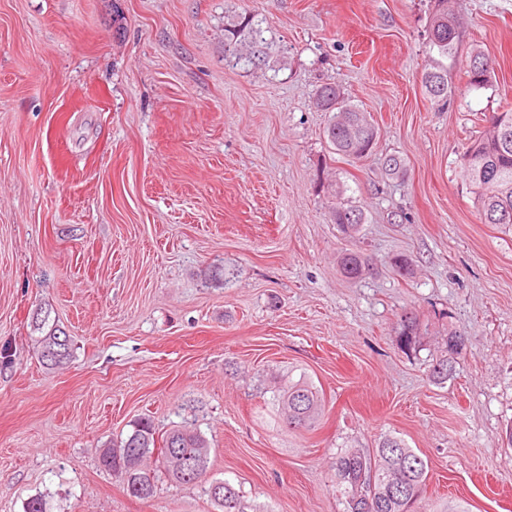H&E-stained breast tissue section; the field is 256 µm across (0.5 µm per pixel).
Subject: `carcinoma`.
<instances>
[{
	"mask_svg": "<svg viewBox=\"0 0 512 512\" xmlns=\"http://www.w3.org/2000/svg\"><path fill=\"white\" fill-rule=\"evenodd\" d=\"M269 27L253 15L242 13L224 22V64L247 66L254 70H275L284 65V51L272 37ZM459 30L448 13L437 9L430 19V47L443 58L457 53ZM495 62L477 52L470 56L468 73L474 89L485 87ZM422 83L430 99L445 103L452 91L448 83V67L440 64L428 69ZM314 105L333 117L325 129V137L334 153L361 160L368 157L377 141L378 132L366 114L356 109L339 87L321 85L314 94ZM462 177L486 224L512 225V109L491 112L485 116L484 129L471 141L460 157ZM359 208L339 204L331 212V222L345 233L354 235L363 224ZM341 274L358 279L370 273V261L358 250L345 251L339 260ZM38 355L48 367L67 363L73 354L72 340L56 326L49 324V314L35 318ZM398 342L412 348L419 341L416 315L407 311L400 317ZM271 404L280 421L290 429H310L322 411L312 383L305 377L288 381V386L273 393ZM156 428L149 418H142L132 431L99 449L98 465L106 472L119 475L127 493L139 500L155 496L159 475L176 485H207L206 492L218 512H258L229 482L220 492L216 481L208 475V444L203 435L187 423L162 436L156 447ZM336 483L346 498L347 512H415L428 477V462L404 440L388 436L376 448H346L333 462Z\"/></svg>",
	"mask_w": 512,
	"mask_h": 512,
	"instance_id": "cac0c4a2",
	"label": "carcinoma"
}]
</instances>
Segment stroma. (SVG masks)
<instances>
[{
  "instance_id": "1",
  "label": "stroma",
  "mask_w": 512,
  "mask_h": 512,
  "mask_svg": "<svg viewBox=\"0 0 512 512\" xmlns=\"http://www.w3.org/2000/svg\"><path fill=\"white\" fill-rule=\"evenodd\" d=\"M448 7L438 106L434 0H0V512H216L203 485L141 501L100 469L143 417L194 424L210 479L262 512H344L336 453L387 436L428 463L417 512H512V228L482 223L459 169L483 114L512 109V0ZM245 11L279 70L225 66L224 16ZM476 50L495 62L478 90ZM327 82L371 115L369 158L327 143ZM340 198L357 238L330 221ZM347 249L372 272L343 277ZM42 309L73 341L64 368L38 357ZM303 375L324 409L290 430L271 392ZM459 38L458 26L448 18V11L436 9L430 19V47L448 59L457 53ZM422 83L430 99L435 103H445L452 91L448 83V67L440 64L428 69L422 77ZM400 331L398 342L402 348H412L419 341V323L417 317L412 311H406L400 317Z\"/></svg>"
}]
</instances>
